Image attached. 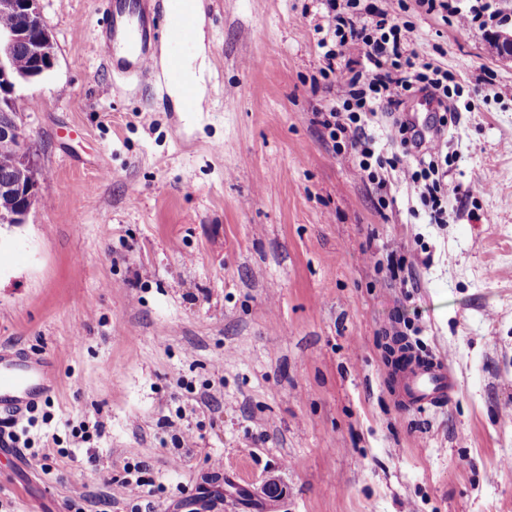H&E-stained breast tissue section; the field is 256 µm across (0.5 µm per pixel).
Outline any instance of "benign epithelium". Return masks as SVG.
I'll return each instance as SVG.
<instances>
[{"mask_svg":"<svg viewBox=\"0 0 512 512\" xmlns=\"http://www.w3.org/2000/svg\"><path fill=\"white\" fill-rule=\"evenodd\" d=\"M14 10H21L27 15L30 27L36 31L37 36L30 38L26 31L10 30L4 35L0 33V142L11 144L18 160L14 182L0 187V193L17 197L14 206L8 209L0 207L1 224L26 223L40 190L36 160L29 151V138L12 113L18 111V100L23 88L40 78L42 70L24 75L14 74L13 48L24 38L30 53L40 63L51 67L55 64L54 43L41 16L40 0H0V12L9 13Z\"/></svg>","mask_w":512,"mask_h":512,"instance_id":"benign-epithelium-1","label":"benign epithelium"}]
</instances>
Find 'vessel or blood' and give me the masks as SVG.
Returning a JSON list of instances; mask_svg holds the SVG:
<instances>
[{
  "label": "vessel or blood",
  "mask_w": 512,
  "mask_h": 512,
  "mask_svg": "<svg viewBox=\"0 0 512 512\" xmlns=\"http://www.w3.org/2000/svg\"><path fill=\"white\" fill-rule=\"evenodd\" d=\"M194 0H99L96 48L107 68L121 77H148L159 43L170 53L167 76L182 82V57L196 38L198 12ZM396 378L403 407H434L450 399L452 380L446 360L406 348ZM55 387L52 365L20 350H0V414L20 418Z\"/></svg>",
  "instance_id": "obj_1"
}]
</instances>
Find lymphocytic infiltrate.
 Instances as JSON below:
<instances>
[{
	"instance_id": "lymphocytic-infiltrate-1",
	"label": "lymphocytic infiltrate",
	"mask_w": 512,
	"mask_h": 512,
	"mask_svg": "<svg viewBox=\"0 0 512 512\" xmlns=\"http://www.w3.org/2000/svg\"><path fill=\"white\" fill-rule=\"evenodd\" d=\"M326 29L318 46L324 65L319 71L327 86L338 87V104L321 112L322 136L336 154L349 156L355 175L374 185L380 208L389 205L392 180L412 186L431 223L448 221V200L460 192L448 178L444 135L448 115L432 117L429 133H422L400 107L405 96L422 93L437 105L448 100L452 80L447 69L419 61L413 47V28L397 24L393 15L376 8L371 0H322ZM426 12L440 11L454 18L459 29L487 27L482 0H470L462 8L458 0H417ZM359 49L362 58H346L347 50ZM384 113L385 138L393 151L375 147L369 123Z\"/></svg>"
}]
</instances>
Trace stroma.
Returning a JSON list of instances; mask_svg holds the SVG:
<instances>
[{"label":"stroma","instance_id":"stroma-1","mask_svg":"<svg viewBox=\"0 0 512 512\" xmlns=\"http://www.w3.org/2000/svg\"><path fill=\"white\" fill-rule=\"evenodd\" d=\"M405 2L459 84L445 224L412 223L403 183L378 209L323 139L318 0H202L197 112L167 47L115 79L97 0H41L56 63L19 118L47 177L0 224V350L57 386L28 447H0V512H512V59L489 42L512 0L468 32ZM397 336L447 360L446 407L399 404Z\"/></svg>","mask_w":512,"mask_h":512}]
</instances>
